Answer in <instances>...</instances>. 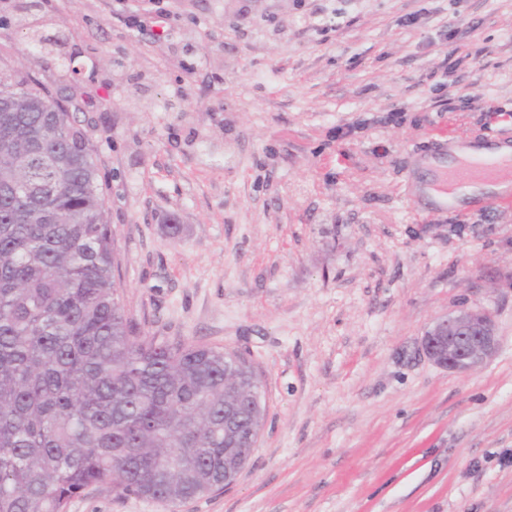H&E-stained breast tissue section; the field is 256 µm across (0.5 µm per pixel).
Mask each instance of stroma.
I'll return each mask as SVG.
<instances>
[{"mask_svg":"<svg viewBox=\"0 0 512 512\" xmlns=\"http://www.w3.org/2000/svg\"><path fill=\"white\" fill-rule=\"evenodd\" d=\"M147 5L0 0V67L77 106L129 321L244 353L266 419L225 489L68 512H512V201L418 193L450 144L512 142V0ZM462 308L498 339L468 374L421 350Z\"/></svg>","mask_w":512,"mask_h":512,"instance_id":"35a3bbf8","label":"stroma"}]
</instances>
